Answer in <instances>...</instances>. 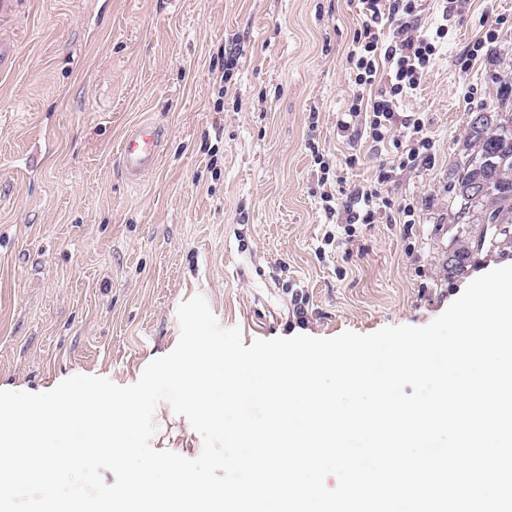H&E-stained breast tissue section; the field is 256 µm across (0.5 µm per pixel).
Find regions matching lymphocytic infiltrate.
Listing matches in <instances>:
<instances>
[{
	"instance_id": "obj_1",
	"label": "lymphocytic infiltrate",
	"mask_w": 512,
	"mask_h": 512,
	"mask_svg": "<svg viewBox=\"0 0 512 512\" xmlns=\"http://www.w3.org/2000/svg\"><path fill=\"white\" fill-rule=\"evenodd\" d=\"M466 0H442V24L432 33L419 32L414 14L416 0H363L365 19L353 36L347 55L355 82L373 86L380 69H387L389 81L384 90L370 101L354 99L347 116L338 120L340 131H356L371 142L393 140L406 144V161L412 165H431L434 160L432 141L424 122L401 114V101L420 84L423 74L435 62L448 36L447 23ZM387 24L388 34H381L380 24ZM391 172L380 168L377 185H358L344 206V220L349 224L374 223L377 212L386 206L379 186L389 181Z\"/></svg>"
}]
</instances>
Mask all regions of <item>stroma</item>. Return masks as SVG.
<instances>
[{"label":"stroma","mask_w":512,"mask_h":512,"mask_svg":"<svg viewBox=\"0 0 512 512\" xmlns=\"http://www.w3.org/2000/svg\"><path fill=\"white\" fill-rule=\"evenodd\" d=\"M363 19L360 0H0V390L76 374L133 384L174 349L177 309L196 295L248 346L424 326L512 265L482 252L448 275L452 173L469 113L493 109L494 77L512 64V0H469L402 102L429 131L430 167H400L403 149L337 128L354 96L376 93L347 62ZM141 121L164 139L134 180L118 148ZM383 162L390 205L375 223L348 231L326 216L321 194L345 198Z\"/></svg>","instance_id":"obj_1"}]
</instances>
